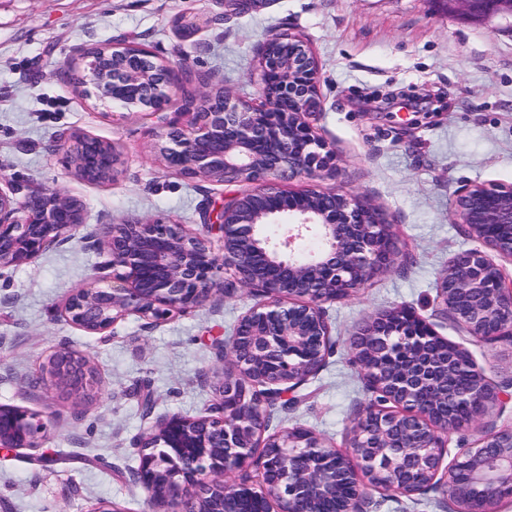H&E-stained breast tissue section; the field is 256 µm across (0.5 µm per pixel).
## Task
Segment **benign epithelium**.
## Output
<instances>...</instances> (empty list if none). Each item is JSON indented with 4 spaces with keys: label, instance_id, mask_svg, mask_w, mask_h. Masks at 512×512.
Here are the masks:
<instances>
[{
    "label": "benign epithelium",
    "instance_id": "benign-epithelium-1",
    "mask_svg": "<svg viewBox=\"0 0 512 512\" xmlns=\"http://www.w3.org/2000/svg\"><path fill=\"white\" fill-rule=\"evenodd\" d=\"M465 3L474 18L506 11L512 0H448ZM175 70L139 47L131 64H112L105 85L94 96L135 112L163 111ZM261 101H235L226 91L202 92L187 100L189 121L170 125L160 154L165 168L216 184H245L250 190L213 210L207 232L220 235L222 253L210 239L163 219L105 224L94 245L107 254L100 282L72 289L61 307L65 321L87 333L102 334L136 315L150 324L176 312L205 305L213 295L235 292L224 286V266L235 283L264 300L238 320L219 345L225 363L216 398L199 416L174 414L161 419L135 442L140 449L135 479L151 503H167L171 512H319L318 504L336 499V484L354 493L335 512H360L362 493L353 462L377 490L410 496L427 485H443L458 512H499L512 497V423L484 431L472 448H462L449 463L448 433L459 425L420 402L453 368L475 380L454 393L473 403L474 422L502 403L493 385L465 349L439 336L424 318L400 307L375 313L356 333L388 346L404 344L398 370L363 367L371 388L387 397L391 409L372 403L353 428L346 450L325 443L302 427L269 436L267 408L285 398L320 370L305 349L313 342L326 355L330 328L323 304L345 298L373 276L389 270L399 250L392 225L358 195L308 189L293 193L276 187L296 178H334L335 152L311 121L321 111L320 72L309 47L296 36L276 34L264 43L254 73ZM65 152L77 175L110 180L120 154L108 142L73 134L52 145ZM0 179V270L34 262L49 247L68 240L84 226V204L58 189L37 191L20 203ZM454 215L468 234L499 255L512 258V186L473 184L456 196ZM504 233L487 239L486 228ZM314 235L322 248L302 255L296 244ZM438 297L446 313L479 341L512 342V283L480 250L457 253L440 278ZM40 380L77 398L98 392L90 357L60 347L43 366ZM48 421L39 412L0 405V448H39ZM403 435L420 438L425 456L403 448L387 464L381 449ZM256 468L259 483L247 477ZM240 473L233 479L231 474Z\"/></svg>",
    "mask_w": 512,
    "mask_h": 512
}]
</instances>
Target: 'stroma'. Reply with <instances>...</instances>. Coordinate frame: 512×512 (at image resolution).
I'll return each instance as SVG.
<instances>
[{"label":"stroma","mask_w":512,"mask_h":512,"mask_svg":"<svg viewBox=\"0 0 512 512\" xmlns=\"http://www.w3.org/2000/svg\"><path fill=\"white\" fill-rule=\"evenodd\" d=\"M300 37L320 67L323 110L312 118L339 159L335 177L294 180L358 193L397 235L400 254L354 295L325 304L331 347L299 403L267 412V431L300 425L344 448L357 414L375 395L352 361L351 339L375 312L407 306L438 334L468 349L495 385L512 383V344L475 340L437 299L455 253L481 248L452 215L472 183L512 185V16L474 21L440 0H0V177L17 199L60 188L85 205L84 234L34 262L0 271V404L43 412L42 448L0 453V512H123L149 505L133 473L136 438L168 415L194 416L215 398L221 368L214 341L230 336L256 293L213 298L150 324L131 315L88 334L60 313L65 295L89 283L107 256L83 240L103 224L165 218L201 229L207 210L245 192L167 171L161 132L182 121V90L158 114L130 112L84 93V52L132 41L158 60L191 70L194 92L225 89L258 102L254 69L272 35ZM89 135L115 145L113 181L77 176L58 137ZM64 345L87 353L100 379L81 401L38 383L43 362ZM149 384L155 409L143 415L135 391ZM512 422V399L448 436V452L473 447L482 431ZM52 455L38 463L40 453ZM445 488L404 496L367 489L362 512H457Z\"/></svg>","instance_id":"35a3bbf8"}]
</instances>
